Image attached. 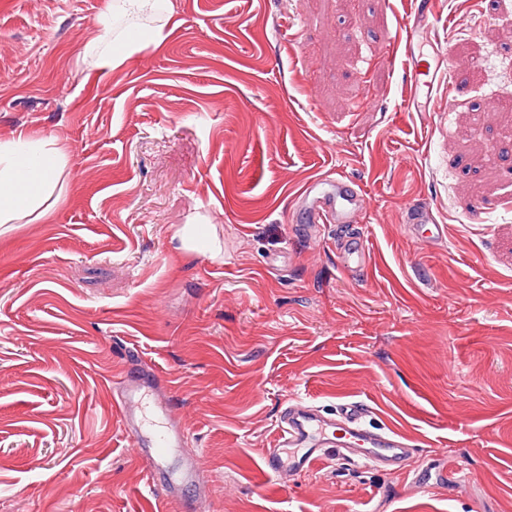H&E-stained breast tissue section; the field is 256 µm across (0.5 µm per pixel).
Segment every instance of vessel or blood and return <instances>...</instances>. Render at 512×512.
Masks as SVG:
<instances>
[{
    "label": "vessel or blood",
    "mask_w": 512,
    "mask_h": 512,
    "mask_svg": "<svg viewBox=\"0 0 512 512\" xmlns=\"http://www.w3.org/2000/svg\"><path fill=\"white\" fill-rule=\"evenodd\" d=\"M411 13L399 31L392 55L409 73L411 88L422 85L431 90L451 78L445 56L426 58L415 52L420 37L435 30L431 0H414ZM367 208L361 188L337 173L311 181L295 201L296 211L311 224H352ZM406 222L413 231L430 226L429 243L446 238L445 225L437 223L429 207H409ZM341 259L347 271L366 267L370 261L359 238L347 244ZM113 405L144 464L147 485L162 488L170 501L178 499L184 488H192L198 512H206L209 491L197 452L183 456L179 482L165 477L172 449L185 448L188 435L175 404L162 390L155 367L142 361L129 369L115 384ZM368 415L367 406L356 401L340 403L331 412L306 399L289 404L280 414L277 438L264 458L266 474L285 484L331 460L405 476L417 471V441L389 427L367 425Z\"/></svg>",
    "instance_id": "vessel-or-blood-1"
}]
</instances>
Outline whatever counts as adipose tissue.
Segmentation results:
<instances>
[{
    "instance_id": "ef3b65f1",
    "label": "adipose tissue",
    "mask_w": 512,
    "mask_h": 512,
    "mask_svg": "<svg viewBox=\"0 0 512 512\" xmlns=\"http://www.w3.org/2000/svg\"><path fill=\"white\" fill-rule=\"evenodd\" d=\"M171 0H105L100 23L113 34L112 45L89 44L106 68L121 65L126 55L160 43L155 17L170 12ZM66 153L52 137L19 136L0 142V227L46 217L62 196Z\"/></svg>"
}]
</instances>
